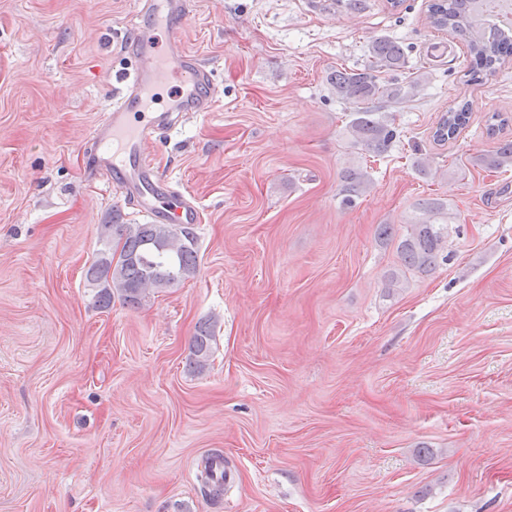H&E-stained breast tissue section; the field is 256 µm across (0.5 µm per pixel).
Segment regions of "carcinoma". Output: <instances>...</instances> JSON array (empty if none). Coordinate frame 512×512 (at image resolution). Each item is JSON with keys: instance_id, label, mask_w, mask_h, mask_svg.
<instances>
[{"instance_id": "1", "label": "carcinoma", "mask_w": 512, "mask_h": 512, "mask_svg": "<svg viewBox=\"0 0 512 512\" xmlns=\"http://www.w3.org/2000/svg\"><path fill=\"white\" fill-rule=\"evenodd\" d=\"M475 0H434L430 5L431 24L448 29L460 36L470 52L469 75L480 81L494 75L512 55V28L496 24L475 23ZM369 63L362 69L336 71L329 77L336 95L354 105L348 132L354 143L380 156L388 151L397 138V131L370 106L376 99L396 101L420 87L419 82L407 86L380 81L379 74L395 72L406 64L402 45L387 37L371 42ZM469 122L468 104L448 110L433 137L439 142L455 138ZM489 170L512 167V141L499 144L495 151L481 159ZM342 202L352 204L370 184L368 175L359 168L342 173ZM421 210L424 218L406 226V234L397 244L400 268L392 272L384 283L394 293L406 287V273L429 275L438 265L448 243V225L439 223L450 216L448 207L439 200L426 201ZM96 259L86 269V281L98 288L95 298L98 306L107 308L116 294L124 304L138 307L150 295L163 288H173L197 269V237L192 225L174 224H101L98 226ZM213 321L196 326L190 350V366L202 373L211 365L212 343L215 340ZM203 492L218 500L224 495V483L213 482L209 463L200 473Z\"/></svg>"}]
</instances>
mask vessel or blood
I'll use <instances>...</instances> for the list:
<instances>
[{"label": "vessel or blood", "instance_id": "b4317fda", "mask_svg": "<svg viewBox=\"0 0 512 512\" xmlns=\"http://www.w3.org/2000/svg\"><path fill=\"white\" fill-rule=\"evenodd\" d=\"M188 11L189 0H138L124 46L139 66L91 132L93 169L106 174L124 203L135 206L151 224L201 221L195 200L175 191L147 153L153 132L167 124L169 113L203 115L213 111L219 98L212 63L180 42ZM167 85L175 93L165 112L146 116V95Z\"/></svg>", "mask_w": 512, "mask_h": 512}]
</instances>
